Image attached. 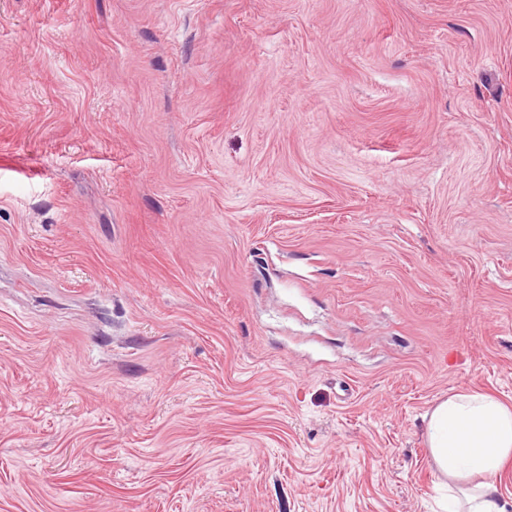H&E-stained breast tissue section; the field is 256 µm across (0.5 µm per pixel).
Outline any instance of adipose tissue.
Here are the masks:
<instances>
[{
  "label": "adipose tissue",
  "mask_w": 512,
  "mask_h": 512,
  "mask_svg": "<svg viewBox=\"0 0 512 512\" xmlns=\"http://www.w3.org/2000/svg\"><path fill=\"white\" fill-rule=\"evenodd\" d=\"M425 441L448 512H507L497 481L512 460V406L460 392L425 416Z\"/></svg>",
  "instance_id": "obj_1"
}]
</instances>
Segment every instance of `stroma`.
<instances>
[{"instance_id": "stroma-1", "label": "stroma", "mask_w": 512, "mask_h": 512, "mask_svg": "<svg viewBox=\"0 0 512 512\" xmlns=\"http://www.w3.org/2000/svg\"><path fill=\"white\" fill-rule=\"evenodd\" d=\"M512 404V0H0V512H437ZM425 421L448 512H507L497 481L512 459V406L482 392L454 393L437 400Z\"/></svg>"}]
</instances>
